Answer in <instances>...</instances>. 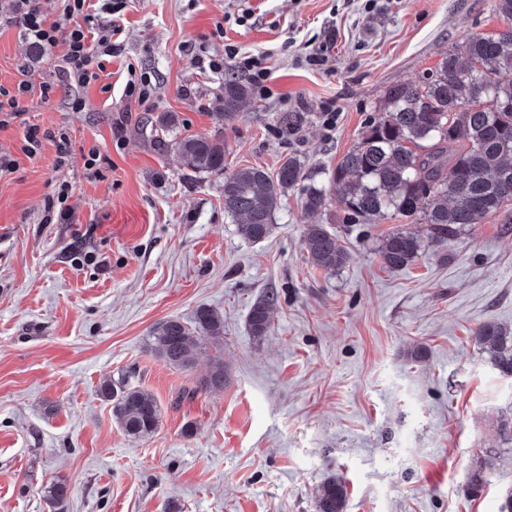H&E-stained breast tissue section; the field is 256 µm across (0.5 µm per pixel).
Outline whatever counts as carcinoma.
I'll list each match as a JSON object with an SVG mask.
<instances>
[{
	"instance_id": "carcinoma-1",
	"label": "carcinoma",
	"mask_w": 512,
	"mask_h": 512,
	"mask_svg": "<svg viewBox=\"0 0 512 512\" xmlns=\"http://www.w3.org/2000/svg\"><path fill=\"white\" fill-rule=\"evenodd\" d=\"M504 28L493 36L470 35L419 83L389 87L381 111L371 118L358 143L336 164L328 185L305 189L302 210L322 212L328 194H339L349 218L369 224L377 218L425 226V236L397 226L379 245L382 263L402 269L418 257L424 240L441 246L464 227L480 224L512 201V0H495ZM251 89L237 79L224 81L223 108L215 123L235 121ZM158 146L175 148L183 166L194 173L224 171V143L195 135ZM308 179L304 163L290 156L271 174L243 167L224 177V212L246 240L259 243L273 232V216L289 189ZM302 246L314 266L341 269L348 256L338 236L322 224L307 225ZM278 294L258 296L247 315L250 334L268 335ZM475 342L491 366L512 377V328L495 321L477 327ZM224 319L209 307L198 308L190 323L172 317L157 323L149 347L166 364L189 369L203 349L222 352ZM224 388V360L213 357L197 390ZM98 395L112 402V418L129 436L155 431L160 408L155 396L126 379L106 380ZM497 454L487 452L470 473L467 492L477 497L494 469ZM70 486L56 479L43 488L50 512H67ZM345 486L333 480L317 496V512H344Z\"/></svg>"
}]
</instances>
